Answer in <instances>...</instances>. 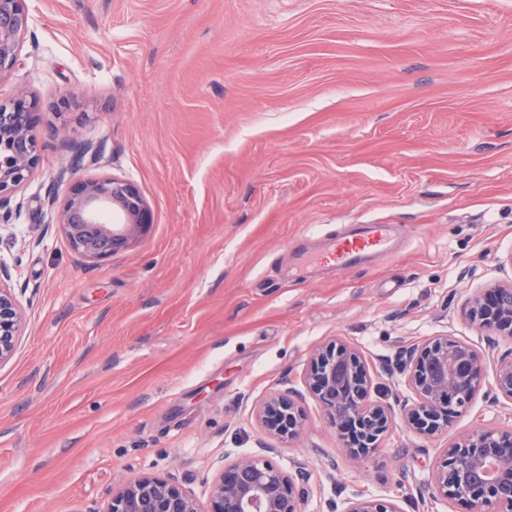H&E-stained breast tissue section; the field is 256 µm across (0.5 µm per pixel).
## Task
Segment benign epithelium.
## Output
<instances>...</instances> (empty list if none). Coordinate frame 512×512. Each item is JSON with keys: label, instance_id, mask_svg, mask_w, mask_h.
Returning a JSON list of instances; mask_svg holds the SVG:
<instances>
[{"label": "benign epithelium", "instance_id": "benign-epithelium-1", "mask_svg": "<svg viewBox=\"0 0 512 512\" xmlns=\"http://www.w3.org/2000/svg\"><path fill=\"white\" fill-rule=\"evenodd\" d=\"M28 24L25 0H0V79L14 70ZM37 101L27 92L0 103V211L39 164L32 130ZM55 223L78 255L99 260L124 250L150 227V208L138 187L114 177L77 181L55 215ZM0 265V364L15 351L24 314ZM466 314L489 336L512 338V281L480 290ZM406 386L415 395L405 409L411 427L433 436L451 419L470 411L483 390L512 405V359H496L456 336H437L409 350ZM304 385L321 404L336 433L356 428L345 451L357 459L378 447L388 431L391 409L369 400L370 369L355 349L334 343L316 350ZM265 431L291 439L302 428L293 392L278 394L258 409ZM268 446L224 465L202 503L170 475L143 474L112 490L104 512H304V485L311 473L298 461L284 467ZM431 499L462 502L467 512H512V425L478 427L443 449L431 484ZM329 512H401L389 498L357 494Z\"/></svg>", "mask_w": 512, "mask_h": 512}]
</instances>
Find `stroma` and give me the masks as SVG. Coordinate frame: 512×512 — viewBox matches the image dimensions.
<instances>
[{"label": "stroma", "instance_id": "1", "mask_svg": "<svg viewBox=\"0 0 512 512\" xmlns=\"http://www.w3.org/2000/svg\"><path fill=\"white\" fill-rule=\"evenodd\" d=\"M0 102H38L40 163L12 198L0 264L25 313L0 365V512H103L176 475L200 500L224 464L277 448L312 474L306 512L354 494L431 502L448 444L512 414L477 396L447 433L395 415L348 463L304 394L341 341L400 407L405 351L450 334L512 358L462 313L512 279V0H26ZM71 109L59 114L58 104ZM89 152L80 166L77 147ZM132 181L152 225L92 261L54 222L78 179ZM389 224L396 251L322 264L327 234ZM296 390L304 429L257 407Z\"/></svg>", "mask_w": 512, "mask_h": 512}]
</instances>
